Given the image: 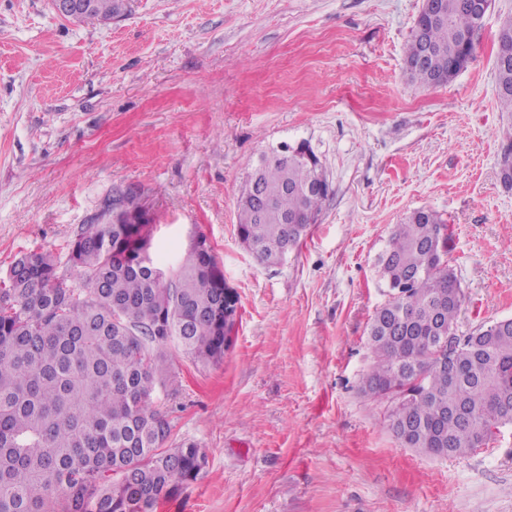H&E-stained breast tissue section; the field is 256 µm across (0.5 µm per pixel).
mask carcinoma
<instances>
[{"instance_id":"obj_1","label":"carcinoma","mask_w":512,"mask_h":512,"mask_svg":"<svg viewBox=\"0 0 512 512\" xmlns=\"http://www.w3.org/2000/svg\"><path fill=\"white\" fill-rule=\"evenodd\" d=\"M127 0H94L79 20L105 23ZM446 17L413 26L410 79L443 85L473 57L476 0H442ZM496 95L512 112V18L498 34ZM261 157L238 199L237 233L263 263L282 261L315 222L329 192L314 187L320 161L305 142ZM500 182L512 189V127L503 132ZM143 224H89L70 244L68 286L54 257L21 254L0 281V512H154L197 480L206 450L164 448L175 390L167 347L198 362L224 357L213 315L224 289L209 286L214 255L191 248L169 284L133 267L151 245ZM448 225L419 209L393 229L378 257L391 298L374 313L362 393L386 405L391 434L430 457L465 456L512 425V318L457 335L462 289L448 262ZM446 361L467 377L451 382ZM60 505L55 511L53 507Z\"/></svg>"}]
</instances>
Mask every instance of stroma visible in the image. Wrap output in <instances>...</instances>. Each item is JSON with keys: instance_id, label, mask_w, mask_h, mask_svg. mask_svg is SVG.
<instances>
[{"instance_id": "1", "label": "stroma", "mask_w": 512, "mask_h": 512, "mask_svg": "<svg viewBox=\"0 0 512 512\" xmlns=\"http://www.w3.org/2000/svg\"><path fill=\"white\" fill-rule=\"evenodd\" d=\"M423 0H130L107 22L50 0H0V279L23 252L69 246L132 194L168 270L210 242L240 318L222 361L170 346L167 447L208 451L155 512H512V425L464 457L401 446L361 392L377 259L418 209L448 224L458 334L512 317V113L495 92L494 0L468 66L444 85L405 68ZM308 142L331 184L287 259L258 262L237 198L261 154ZM502 150L500 182L505 188L512 189V127L503 132Z\"/></svg>"}]
</instances>
